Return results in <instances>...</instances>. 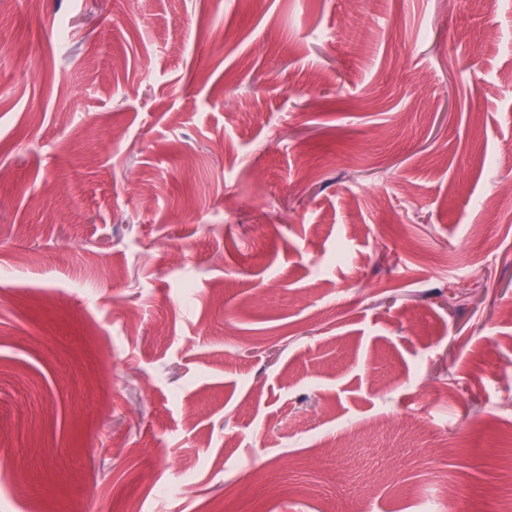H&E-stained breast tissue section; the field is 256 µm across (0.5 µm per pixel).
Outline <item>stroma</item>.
<instances>
[{
  "label": "stroma",
  "mask_w": 512,
  "mask_h": 512,
  "mask_svg": "<svg viewBox=\"0 0 512 512\" xmlns=\"http://www.w3.org/2000/svg\"><path fill=\"white\" fill-rule=\"evenodd\" d=\"M1 458L0 512H512V0L0 6Z\"/></svg>",
  "instance_id": "obj_1"
}]
</instances>
